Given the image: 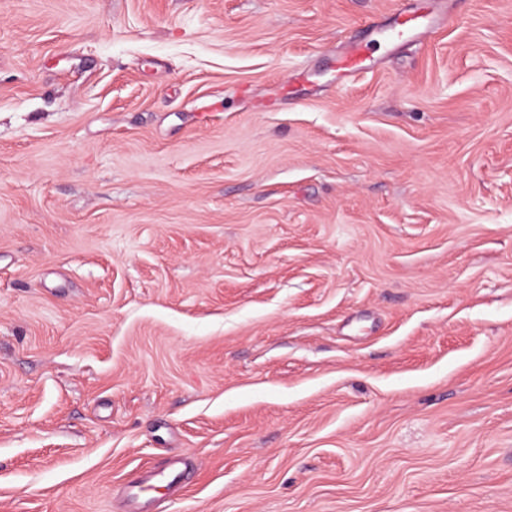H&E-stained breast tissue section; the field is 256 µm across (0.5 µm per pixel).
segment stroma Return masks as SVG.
Listing matches in <instances>:
<instances>
[{"mask_svg":"<svg viewBox=\"0 0 512 512\" xmlns=\"http://www.w3.org/2000/svg\"><path fill=\"white\" fill-rule=\"evenodd\" d=\"M171 460L512 512V0H0V512ZM367 44L361 41L349 45L336 59L337 68L345 77H349L359 71L362 63L367 58Z\"/></svg>","mask_w":512,"mask_h":512,"instance_id":"obj_1","label":"stroma"}]
</instances>
